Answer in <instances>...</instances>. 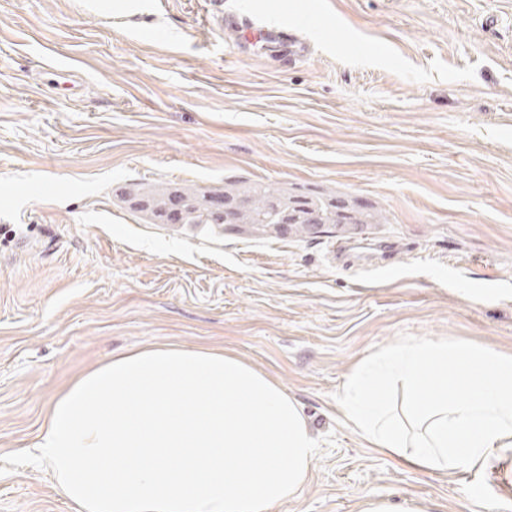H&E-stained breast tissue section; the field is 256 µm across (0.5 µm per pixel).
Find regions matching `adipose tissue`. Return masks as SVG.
Returning <instances> with one entry per match:
<instances>
[{
	"label": "adipose tissue",
	"mask_w": 512,
	"mask_h": 512,
	"mask_svg": "<svg viewBox=\"0 0 512 512\" xmlns=\"http://www.w3.org/2000/svg\"><path fill=\"white\" fill-rule=\"evenodd\" d=\"M400 388L401 407L385 400ZM370 447L423 471L512 451V354L448 342L361 361L339 401ZM317 442L300 403L238 356L157 346L79 377L48 407L35 462L76 512H272L305 484Z\"/></svg>",
	"instance_id": "adipose-tissue-1"
}]
</instances>
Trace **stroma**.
I'll return each instance as SVG.
<instances>
[{"instance_id":"stroma-1","label":"stroma","mask_w":512,"mask_h":512,"mask_svg":"<svg viewBox=\"0 0 512 512\" xmlns=\"http://www.w3.org/2000/svg\"><path fill=\"white\" fill-rule=\"evenodd\" d=\"M235 176L390 221L214 236L112 202ZM421 340L512 353V0H0V512H74L26 454L50 401L167 344L236 354L303 405L319 448L273 512H512V455L428 473L343 423L355 365Z\"/></svg>"}]
</instances>
